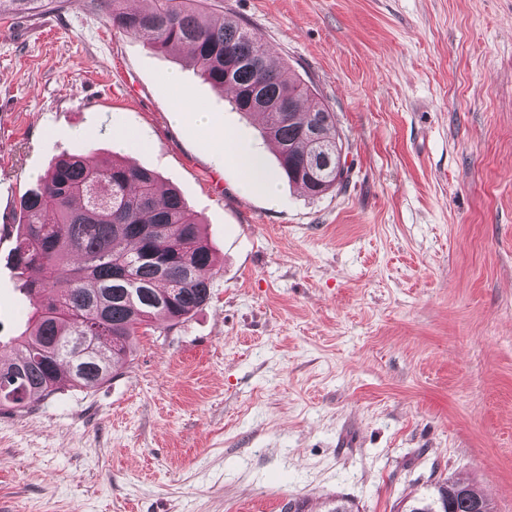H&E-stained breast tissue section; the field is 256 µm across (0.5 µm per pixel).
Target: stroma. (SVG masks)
<instances>
[{
	"label": "stroma",
	"mask_w": 512,
	"mask_h": 512,
	"mask_svg": "<svg viewBox=\"0 0 512 512\" xmlns=\"http://www.w3.org/2000/svg\"><path fill=\"white\" fill-rule=\"evenodd\" d=\"M198 4L315 87L348 179L312 198L280 178L258 118L91 0L1 16L0 336L31 310L20 197L77 145L133 137L218 266L116 377L0 413V512H397L446 478L512 512V0ZM183 88L264 151L276 198L239 189Z\"/></svg>",
	"instance_id": "obj_1"
}]
</instances>
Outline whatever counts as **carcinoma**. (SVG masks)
<instances>
[{
  "label": "carcinoma",
  "mask_w": 512,
  "mask_h": 512,
  "mask_svg": "<svg viewBox=\"0 0 512 512\" xmlns=\"http://www.w3.org/2000/svg\"><path fill=\"white\" fill-rule=\"evenodd\" d=\"M144 2L130 9L124 0H92L113 29L143 38L151 49H190L199 75L229 92L237 110L242 92L259 90L265 106L249 114L261 119L288 182L311 196L342 183L333 113L307 81L286 76L254 30L204 19L195 0ZM226 59L241 61L227 77ZM318 148L325 161L312 181L305 164ZM19 209L10 263L33 306L25 329L0 339V412L22 414L66 385H103L129 362L140 329L182 323L213 297L215 257L201 222L148 169L115 157L96 161L78 146L57 158ZM35 268L41 276L27 278ZM75 336L91 337L94 352L70 348ZM103 338L117 352L101 350ZM458 485L438 481L403 512H475L454 495Z\"/></svg>",
  "instance_id": "cac0c4a2"
}]
</instances>
